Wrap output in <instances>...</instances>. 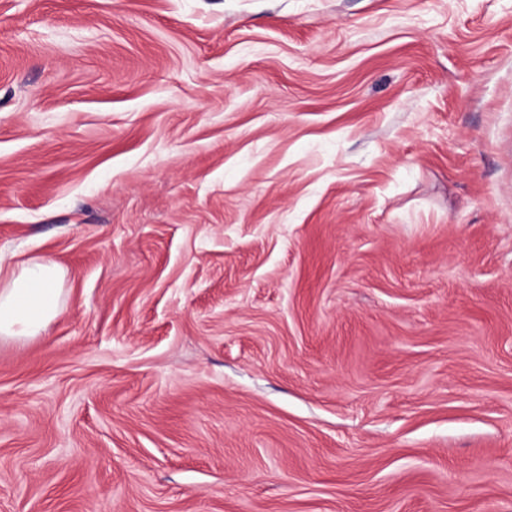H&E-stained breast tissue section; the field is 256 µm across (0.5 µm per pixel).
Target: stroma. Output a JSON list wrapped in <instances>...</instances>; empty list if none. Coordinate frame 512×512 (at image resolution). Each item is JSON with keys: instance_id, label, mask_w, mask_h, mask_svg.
Instances as JSON below:
<instances>
[{"instance_id": "35a3bbf8", "label": "stroma", "mask_w": 512, "mask_h": 512, "mask_svg": "<svg viewBox=\"0 0 512 512\" xmlns=\"http://www.w3.org/2000/svg\"><path fill=\"white\" fill-rule=\"evenodd\" d=\"M0 512H512V0H0ZM61 273L46 260L20 263L0 252V339L38 336L60 312Z\"/></svg>"}]
</instances>
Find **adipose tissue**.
<instances>
[{
	"instance_id": "obj_1",
	"label": "adipose tissue",
	"mask_w": 512,
	"mask_h": 512,
	"mask_svg": "<svg viewBox=\"0 0 512 512\" xmlns=\"http://www.w3.org/2000/svg\"><path fill=\"white\" fill-rule=\"evenodd\" d=\"M61 273L46 260L20 263L0 254V339L39 335L60 312Z\"/></svg>"
}]
</instances>
